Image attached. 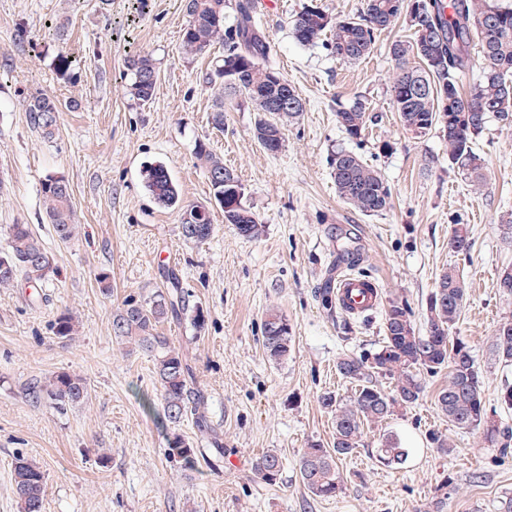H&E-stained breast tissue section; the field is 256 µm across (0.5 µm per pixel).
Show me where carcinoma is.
Returning a JSON list of instances; mask_svg holds the SVG:
<instances>
[{
    "instance_id": "obj_1",
    "label": "carcinoma",
    "mask_w": 512,
    "mask_h": 512,
    "mask_svg": "<svg viewBox=\"0 0 512 512\" xmlns=\"http://www.w3.org/2000/svg\"><path fill=\"white\" fill-rule=\"evenodd\" d=\"M417 6L403 10V0H364L357 17L334 18L316 3L305 5L291 21L293 38L302 45H315L327 38V49L336 58L357 62L370 53L376 34L405 22L414 33L413 42L396 41L390 48L396 64L391 82L390 101L403 128L416 138L439 130L448 144V163L467 175L473 186L484 178V161L476 153V139L488 118L512 124V8L497 0H416ZM229 0H184L188 22L181 45L188 54L206 51L214 42H224V58L207 74V83L223 93L248 100L257 112L254 136L270 153L283 145L284 127L303 112V99L297 88L280 72L267 66L269 45L253 20L251 0H235L236 20L226 25ZM481 48V75L469 92L461 90L458 73L470 68L469 47ZM129 94L139 102L152 99L157 74L153 60L137 56L129 60ZM372 101L364 95L336 107V119L345 134L357 139L372 120ZM31 127L42 137L58 131L59 107L43 93L32 95L28 105ZM197 160L204 167L213 193H224V223L234 226L238 235L255 239L263 225L244 202V185H217L224 180V159L200 144ZM332 172L337 193L365 215L381 213L391 206V190L381 174L359 155L349 150L336 152ZM144 186L153 200L163 207L180 205V193L166 167L157 163L144 171ZM41 192L45 213L63 241L77 230L68 182L49 176ZM188 207L181 214V235L187 241L202 242L213 231L211 218L196 223L195 211ZM448 245L465 258L473 241L468 225L456 223ZM53 257L27 224H13L8 232V249L0 254V288L13 287L25 279L35 287L53 272ZM459 271L443 272L427 303L425 330L416 328L407 304L392 303L385 311L384 336L380 347L368 353H348L338 357L336 371L355 384V393L344 402L326 394L323 408L334 414L332 447L312 443L303 449L299 473L303 485L313 495L333 498L343 492L344 480L337 460L361 446L364 427L377 426L397 410L407 408L424 392L423 373L432 376L448 370V384L439 389L436 405L448 423L461 430L480 431L499 448L502 455L512 452V427L496 419L497 410L487 407L482 373L469 342L454 335L466 292ZM189 309L187 294L179 279H168L167 289L143 305L128 300L112 320L116 339L134 350L150 352L155 359V375L164 402L161 425L178 424L185 418L200 431L212 430L207 416V397L196 387L195 372L188 354L157 326L177 318ZM54 333L71 339L78 331L72 315L63 313L53 324ZM263 345L268 358L279 363L291 348L288 322L269 311L262 322ZM493 350L497 360L512 364V319L501 322L495 333ZM389 381L384 389L381 380ZM29 399L38 404L48 401L58 409L83 402L88 382L77 374L58 373L27 388ZM168 455L187 464L194 463V449L180 436L168 440ZM408 451L401 441L389 435L377 449V461L385 466L403 464ZM280 455L267 451L253 462L255 476L267 484L280 479ZM15 493L21 512H42L44 475L24 456L13 463Z\"/></svg>"
}]
</instances>
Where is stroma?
I'll use <instances>...</instances> for the list:
<instances>
[{
  "instance_id": "obj_1",
  "label": "stroma",
  "mask_w": 512,
  "mask_h": 512,
  "mask_svg": "<svg viewBox=\"0 0 512 512\" xmlns=\"http://www.w3.org/2000/svg\"><path fill=\"white\" fill-rule=\"evenodd\" d=\"M277 2L269 10L257 0L254 18L269 42L267 65L297 88L304 110L272 154L253 136L250 103L219 102L205 80L223 44L183 52V0H110L104 8L99 0H0V250L9 225L26 224L55 261L43 287L22 280L0 288V512H20L12 467L20 454L45 475L43 512H505L512 503V455H500L479 432L449 426L438 411L444 372L426 377L417 404L365 429L360 448L338 463L339 496H311L301 483L303 448L333 442L334 418L320 396L346 401L354 393L336 372L337 358L374 350L383 336L382 309L350 316L325 299L330 263L374 280L385 305L407 304L420 329L439 275L459 268L467 294L456 333L472 346L487 405L496 406L502 385L512 384V365L492 351L496 328L512 318V296L496 285L499 271L512 267V239L502 229L512 220V125L489 119L475 146L485 179L472 187L449 166L439 132L412 138L392 109L389 48L412 40L408 27L381 32L368 56L348 63L293 38L290 22L309 0ZM62 54L77 61L66 74L56 68ZM139 54L151 56L157 72L143 105L127 91V62ZM38 92L60 104L49 140L27 123ZM358 95L375 112L352 140L336 122V104ZM219 105L220 129L211 120ZM201 144L240 177L245 202L264 226L259 238L240 237L225 223L195 157ZM341 149L382 174L390 208L368 216L339 198L331 161ZM158 162L183 204L209 208L207 240L185 241L180 210L149 196L143 170ZM50 176L72 189L79 228L66 242L44 212L41 184ZM458 222L474 241L466 258L448 246ZM171 271L205 322L195 327L185 315L157 330L187 351L224 443L220 455L192 420L159 426L164 405L154 358L128 351L112 332L124 302H149ZM103 274L110 290L98 281ZM271 309L292 337L278 364L262 344ZM63 313L79 324L74 338L52 330ZM63 371L87 379L88 400L61 411L29 400L30 382ZM433 430L448 436L454 453L437 451ZM390 433L408 450L395 467L374 458ZM176 435L195 448L193 464L168 456ZM269 450L283 461L273 485L252 473L255 458ZM448 484L456 491L437 507Z\"/></svg>"
}]
</instances>
